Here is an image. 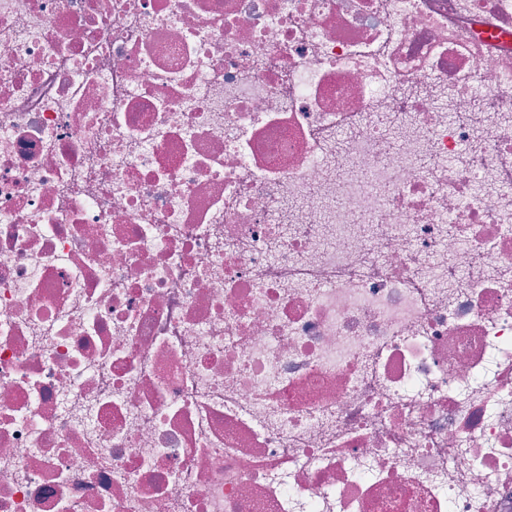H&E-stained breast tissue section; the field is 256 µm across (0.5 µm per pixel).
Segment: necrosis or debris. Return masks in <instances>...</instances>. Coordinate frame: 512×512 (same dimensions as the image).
<instances>
[{
    "label": "necrosis or debris",
    "instance_id": "4bbe7bcc",
    "mask_svg": "<svg viewBox=\"0 0 512 512\" xmlns=\"http://www.w3.org/2000/svg\"><path fill=\"white\" fill-rule=\"evenodd\" d=\"M0 512H512V0H0Z\"/></svg>",
    "mask_w": 512,
    "mask_h": 512
}]
</instances>
